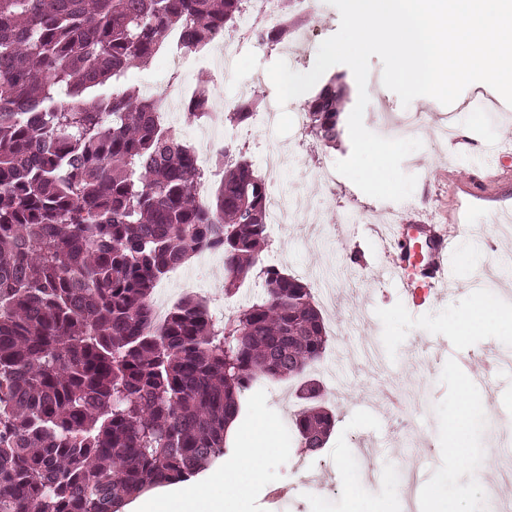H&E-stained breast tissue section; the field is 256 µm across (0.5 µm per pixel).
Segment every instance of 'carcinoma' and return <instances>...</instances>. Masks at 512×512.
Instances as JSON below:
<instances>
[{
	"instance_id": "obj_1",
	"label": "carcinoma",
	"mask_w": 512,
	"mask_h": 512,
	"mask_svg": "<svg viewBox=\"0 0 512 512\" xmlns=\"http://www.w3.org/2000/svg\"><path fill=\"white\" fill-rule=\"evenodd\" d=\"M248 0H0V512H121L227 453L226 430L263 381L299 377L327 345L311 288L263 265L268 185L246 152L215 153L210 199L195 148L169 137L160 100L126 84L168 28L205 49ZM294 24L257 41L272 48ZM112 85V94L102 88ZM344 87L306 106L325 143ZM259 107L245 97L236 125ZM210 116L205 91L184 106ZM224 257V293L256 274L266 295L227 318L187 297L154 330L152 292L189 257ZM295 426L308 453L336 414L321 386Z\"/></svg>"
}]
</instances>
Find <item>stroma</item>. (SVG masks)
<instances>
[{
	"label": "stroma",
	"mask_w": 512,
	"mask_h": 512,
	"mask_svg": "<svg viewBox=\"0 0 512 512\" xmlns=\"http://www.w3.org/2000/svg\"><path fill=\"white\" fill-rule=\"evenodd\" d=\"M339 26V11L322 0L309 22L312 37L300 48L292 69L309 71L320 43ZM284 56L283 48L247 42L240 45L234 66L215 75L195 68L176 70L157 56L131 68L127 81L146 95L162 87L177 91L198 86L206 90L214 108L236 99L245 85L252 96L268 103L275 100L276 90L267 69ZM367 92L366 128L391 137V128L379 124L376 115L383 110L396 116L403 106L399 97L384 87L382 63L375 56L370 59ZM478 99L489 107V117L480 123L460 119L453 142H436L427 126L411 130V137L420 139L423 146L402 163L403 171L415 175L417 183L412 196L401 202L370 197L341 175L336 178L334 193H326L316 172L333 169L337 161L350 155L349 134H342L332 145L307 132L280 136L274 129L250 123L237 130L222 127L206 132L198 125L190 127L188 141L199 143L207 134L220 143L241 144L254 162L273 147L283 148L295 158L293 165L282 167L273 186L282 197L297 199L304 210L317 213L319 221L269 225V247L263 260L301 279L312 293L327 287L342 294L356 293L354 300L342 297L337 304L322 306L328 333L322 361L331 364L332 370L325 373L316 367L311 371L325 386L326 407L336 411V428L321 451L307 453L293 432L300 409L295 382H264L246 392V413L230 426V449L225 455L214 458L187 481L133 496L127 512H156L158 498L174 501L200 487L223 499L224 512H385L387 505L396 502L397 491L383 473L393 468L399 441L395 431L398 419L384 393L393 382L414 387L418 376L414 357L428 340L434 344L436 356L426 374V442L434 449L437 462L427 469L426 481L457 499L461 512H484L486 490L497 481L489 422L494 419L502 426L512 425V377L493 369L491 358L496 353L512 356V326L490 321L462 338L455 327L461 317L479 306V294L468 286L470 277H480L489 285L491 295L512 306V277L500 273L491 257L495 251L512 253V233L496 238L490 246L468 235L457 237L453 242L456 258L470 244L476 255L470 263H457L456 258L449 261L451 291L441 300L425 292L415 298L398 288L386 270L390 256L377 237L379 225L392 210L408 224L424 220L427 206L438 224L491 225L496 218H512V111H503L501 95L481 82L466 87L458 101L464 104ZM366 209L372 212L371 223L355 222V215ZM184 270L196 284L195 295L206 299L219 315H232L263 295L262 281L250 279L244 284L245 294L225 296L224 260L220 257L210 261L195 258ZM356 304L368 313L364 334L379 350L388 375L364 376L356 356L337 354L339 330ZM462 356L468 359V366L459 364ZM471 372L485 377L492 386L487 389L479 384L471 393L477 441L472 463L466 466L447 453L448 420L459 404L461 380ZM258 426L264 427L271 452L261 460L258 476L248 479L243 497L225 498L222 484L214 477L244 473L239 450Z\"/></svg>",
	"instance_id": "stroma-1"
}]
</instances>
